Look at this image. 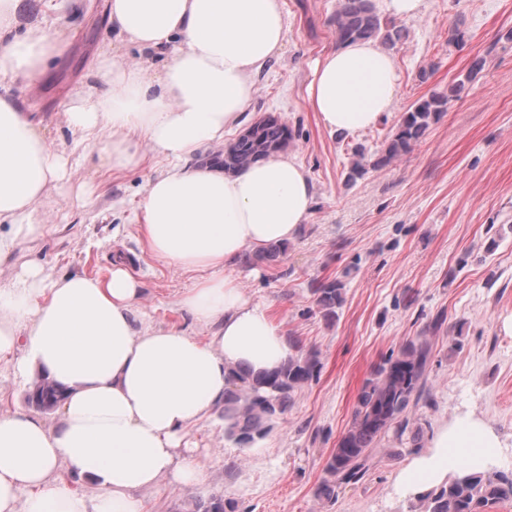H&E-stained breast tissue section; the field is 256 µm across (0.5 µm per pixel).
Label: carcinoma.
Segmentation results:
<instances>
[{"instance_id":"obj_1","label":"carcinoma","mask_w":512,"mask_h":512,"mask_svg":"<svg viewBox=\"0 0 512 512\" xmlns=\"http://www.w3.org/2000/svg\"><path fill=\"white\" fill-rule=\"evenodd\" d=\"M336 41L378 40L388 49L403 38V29L383 20L372 0H340L334 23ZM462 84L448 87V93H434L420 99L404 112L395 130L376 158L370 160L366 148H354L357 159L347 174V181L356 182L369 166H387L409 153L448 109L450 98L459 93ZM293 140L292 130L278 118L268 115L246 128L219 154L224 171L243 168L286 149ZM286 251L283 243L271 244L262 251L243 256L242 262L273 264ZM316 305L328 319L336 317V308L343 303L341 284L335 280L318 282L312 288ZM446 318L438 313L396 353L379 364L372 377L364 383L357 399L351 425L338 437L325 467V477L315 491L317 499L330 502L339 489L362 482L369 470L370 451L386 436L398 442L415 440L421 429L413 426V412L432 399L429 386L432 344L430 335L439 332ZM321 362L317 352L298 350L273 371L254 372L248 367H235L228 374L229 387L224 397V438L244 448L265 438L274 419L284 414L294 397L319 377ZM41 400L26 403L49 411L62 394L60 387L42 377ZM512 506V475L487 467L482 471L466 468L444 482L413 497L411 512H486L494 505ZM185 512H237L236 503L222 494L185 505Z\"/></svg>"}]
</instances>
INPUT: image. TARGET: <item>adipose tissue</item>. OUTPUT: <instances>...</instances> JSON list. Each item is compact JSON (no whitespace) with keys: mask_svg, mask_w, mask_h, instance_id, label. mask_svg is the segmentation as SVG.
<instances>
[{"mask_svg":"<svg viewBox=\"0 0 512 512\" xmlns=\"http://www.w3.org/2000/svg\"><path fill=\"white\" fill-rule=\"evenodd\" d=\"M17 9L18 0H0V264L51 232L39 206L69 170L66 151L44 139L12 92L40 81L65 41L48 25L21 28ZM109 11L118 37L166 64L155 73L100 59L94 92L74 100L65 121L112 170L151 155L164 161L141 201V236L155 259L200 272L178 306L211 335L197 339L176 323L137 329L143 290L122 261L105 279L58 277L30 260L0 280V360L65 389L59 428L22 409L0 413V512H144V493L161 480L200 482L187 434L223 402L229 370H271L294 353L230 270L246 250L296 237L312 207L311 177L286 154L229 174L198 158L241 126L255 76L281 53V0H109ZM399 90L394 58L360 41L313 61L307 102L329 132L355 134L380 123ZM499 445L480 418L453 419L398 487L424 491ZM62 461L92 481L93 494L55 478Z\"/></svg>","mask_w":512,"mask_h":512,"instance_id":"1","label":"adipose tissue"}]
</instances>
